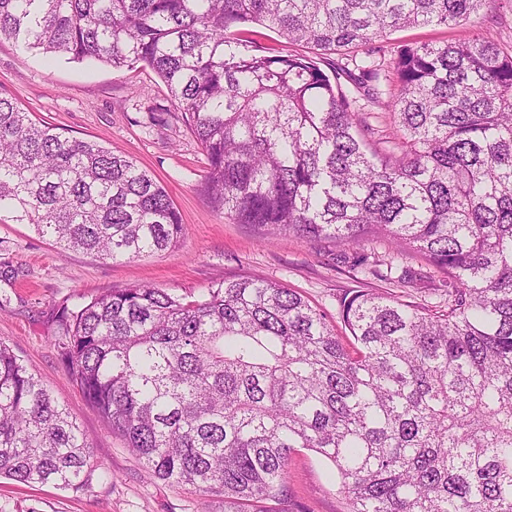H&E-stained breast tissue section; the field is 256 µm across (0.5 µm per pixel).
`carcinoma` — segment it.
I'll return each mask as SVG.
<instances>
[{
	"mask_svg": "<svg viewBox=\"0 0 512 512\" xmlns=\"http://www.w3.org/2000/svg\"><path fill=\"white\" fill-rule=\"evenodd\" d=\"M496 2L0 0V40L151 68L234 223L329 240L356 265L368 237H385L453 283L435 312L345 293L346 338L262 278L191 300L137 285L61 306L55 346L72 382L153 477L222 497L224 512H293L289 465L305 448L334 466L347 512H512V51L484 35L389 60L379 46ZM249 23L312 54L254 53ZM375 104L400 137L367 121ZM0 224L102 260L170 249L183 230L133 157L1 95ZM103 468L0 341V477L80 490Z\"/></svg>",
	"mask_w": 512,
	"mask_h": 512,
	"instance_id": "1",
	"label": "carcinoma"
}]
</instances>
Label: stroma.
<instances>
[{
	"instance_id": "35a3bbf8",
	"label": "stroma",
	"mask_w": 512,
	"mask_h": 512,
	"mask_svg": "<svg viewBox=\"0 0 512 512\" xmlns=\"http://www.w3.org/2000/svg\"><path fill=\"white\" fill-rule=\"evenodd\" d=\"M473 30L469 24L404 29L385 41V54L394 56L407 43L461 42ZM0 94L67 136L133 157L165 186L184 227L175 248L113 261L82 251L60 253L52 239L29 224H0V341L50 389L107 466L106 472L94 474L89 488L79 491L2 479L0 512H224L221 499L206 502L190 488L149 476L123 442L107 433L54 345L62 304L143 284L190 297L242 276L281 282L333 321L338 318L337 297L353 289L433 310L447 304V275L423 259H404L412 281L403 286L337 262L331 241L301 240L225 219L205 191V153L151 70L49 58L1 40ZM289 494L297 512L346 509L335 468L304 448L292 455Z\"/></svg>"
}]
</instances>
